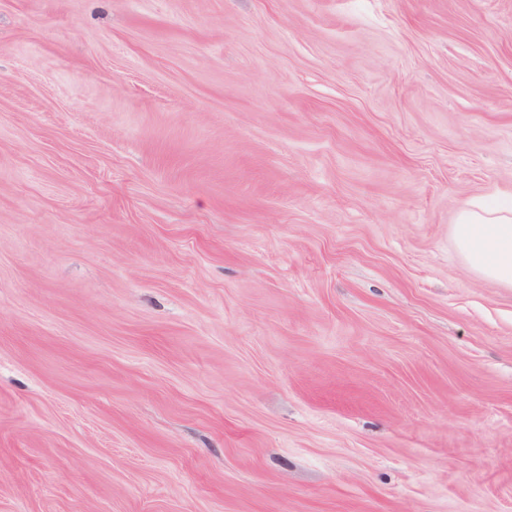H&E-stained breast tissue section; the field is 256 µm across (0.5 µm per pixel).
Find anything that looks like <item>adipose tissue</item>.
<instances>
[{"label": "adipose tissue", "instance_id": "obj_1", "mask_svg": "<svg viewBox=\"0 0 512 512\" xmlns=\"http://www.w3.org/2000/svg\"><path fill=\"white\" fill-rule=\"evenodd\" d=\"M452 235L476 274L512 288V195L491 197L476 209H461Z\"/></svg>", "mask_w": 512, "mask_h": 512}]
</instances>
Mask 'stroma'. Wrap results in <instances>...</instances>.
Wrapping results in <instances>:
<instances>
[{"mask_svg":"<svg viewBox=\"0 0 512 512\" xmlns=\"http://www.w3.org/2000/svg\"><path fill=\"white\" fill-rule=\"evenodd\" d=\"M512 0H0V512H512ZM452 235L458 252L476 274L512 288V195L491 197L478 209H461Z\"/></svg>","mask_w":512,"mask_h":512,"instance_id":"35a3bbf8","label":"stroma"}]
</instances>
